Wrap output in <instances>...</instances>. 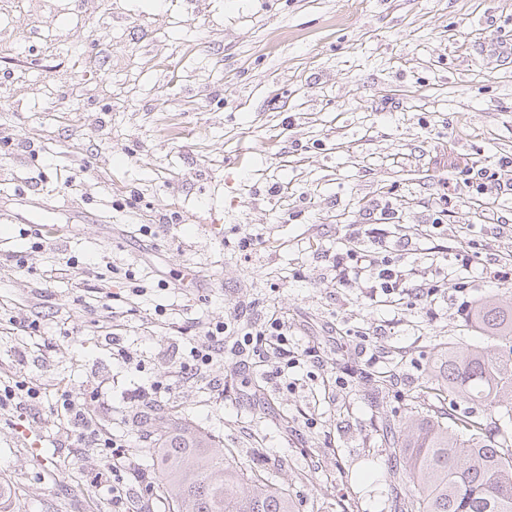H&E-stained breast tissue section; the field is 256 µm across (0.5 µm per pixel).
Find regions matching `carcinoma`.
<instances>
[{
	"label": "carcinoma",
	"mask_w": 512,
	"mask_h": 512,
	"mask_svg": "<svg viewBox=\"0 0 512 512\" xmlns=\"http://www.w3.org/2000/svg\"><path fill=\"white\" fill-rule=\"evenodd\" d=\"M472 321L484 347L434 353L422 392L476 402L493 414L512 397V298L475 304ZM451 413L411 411L397 433L392 478L412 490L400 512H512V437L489 439L478 419L448 425ZM158 464L157 488L170 512H295L281 487L249 476L241 463L212 453V439L180 425L158 434L149 448Z\"/></svg>",
	"instance_id": "1"
}]
</instances>
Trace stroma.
I'll use <instances>...</instances> for the list:
<instances>
[{"instance_id": "1", "label": "stroma", "mask_w": 512, "mask_h": 512, "mask_svg": "<svg viewBox=\"0 0 512 512\" xmlns=\"http://www.w3.org/2000/svg\"><path fill=\"white\" fill-rule=\"evenodd\" d=\"M509 39L512 0H8L0 381L41 395L0 407L7 512H113L88 483L98 450L59 412L61 391L91 387L97 422L148 473L155 429L190 424L296 512H398L390 430L437 348L486 345L470 308L506 290L512 177L462 194L455 180L512 158ZM41 221L63 234L37 249ZM368 224L391 232L408 284L438 283L432 301L336 283V253ZM238 307L255 325L283 315L288 356L182 376L190 340Z\"/></svg>"}]
</instances>
